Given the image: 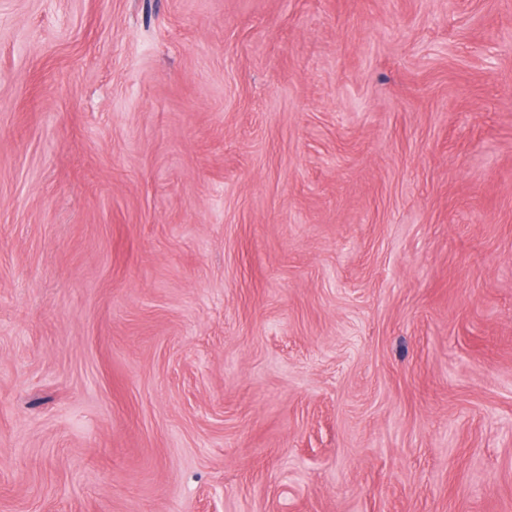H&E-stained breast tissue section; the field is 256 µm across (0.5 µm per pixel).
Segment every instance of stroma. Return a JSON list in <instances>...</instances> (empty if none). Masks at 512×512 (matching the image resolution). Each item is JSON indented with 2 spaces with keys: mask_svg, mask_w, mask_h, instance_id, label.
I'll return each mask as SVG.
<instances>
[{
  "mask_svg": "<svg viewBox=\"0 0 512 512\" xmlns=\"http://www.w3.org/2000/svg\"><path fill=\"white\" fill-rule=\"evenodd\" d=\"M0 512H512V0H0Z\"/></svg>",
  "mask_w": 512,
  "mask_h": 512,
  "instance_id": "stroma-1",
  "label": "stroma"
}]
</instances>
